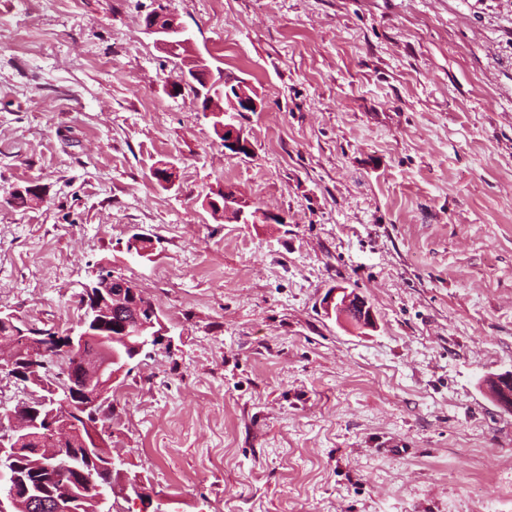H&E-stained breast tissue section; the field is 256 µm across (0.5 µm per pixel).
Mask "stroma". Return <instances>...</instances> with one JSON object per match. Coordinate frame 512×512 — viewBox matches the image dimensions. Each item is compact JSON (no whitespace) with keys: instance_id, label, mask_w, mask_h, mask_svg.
Masks as SVG:
<instances>
[{"instance_id":"obj_1","label":"stroma","mask_w":512,"mask_h":512,"mask_svg":"<svg viewBox=\"0 0 512 512\" xmlns=\"http://www.w3.org/2000/svg\"><path fill=\"white\" fill-rule=\"evenodd\" d=\"M160 7L264 98L252 157ZM227 185L285 223L214 219ZM103 263L169 329L109 395L165 512H512V0H0V309L66 333ZM145 30L154 37L156 47L164 52L171 53V48L178 44L181 53L178 58L182 61L179 74V83L193 85L199 93L201 112H205L211 119L212 126L216 123L220 139L224 140V150L233 155H242V151H251L253 143L245 125L238 116L245 112H260L264 107V99L248 83L238 80L235 77H224L222 70L216 66V81L224 78L223 84L214 89L224 91L223 96L218 100L212 92L206 93L212 83L214 68L209 61L195 48L194 39L188 32L185 25L179 18L164 10L155 11L145 18ZM203 85V87L201 86ZM205 100V109L202 101ZM214 127V132L219 136ZM224 135V136H223ZM342 293V297L339 302L335 304L336 295ZM364 302V303H363ZM326 310L331 315L332 310L336 312L337 318L342 320H350L358 324L361 327L368 328L373 327L375 324L374 314L371 307L367 308V302L360 296L353 293H349L346 288L338 287L334 290L331 295L326 299ZM354 307L361 309V316L357 315V319H353L350 315L351 311H354Z\"/></svg>"}]
</instances>
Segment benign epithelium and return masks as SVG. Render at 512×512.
I'll use <instances>...</instances> for the list:
<instances>
[{"label": "benign epithelium", "instance_id": "1", "mask_svg": "<svg viewBox=\"0 0 512 512\" xmlns=\"http://www.w3.org/2000/svg\"><path fill=\"white\" fill-rule=\"evenodd\" d=\"M145 30L154 37L156 47L171 53L179 45L182 61L179 82L190 84L205 101L207 117L216 123L224 145L233 155L251 151L253 143L239 115L245 112H260L264 99L248 83L235 77L224 78V99L206 92L212 83L214 68L195 48L194 39L179 18L164 10L155 11L145 18ZM224 220L236 224H281L284 217L261 210L254 212L253 204L241 193L224 188V209L218 210ZM130 253L139 258H149L153 244L149 237L137 234L129 238ZM144 294L133 281L112 273V268L103 265L93 280L83 286L82 309L84 313L67 332V349L82 356L80 371L66 373L62 384L46 381L44 362L40 355L49 352L47 332L30 326L13 313L0 309V320L13 326V334L0 336V357L24 368L15 373L18 380L32 386L31 399L21 401L17 408L8 412L9 426L0 431V459L11 458L17 451L21 438L46 436L47 447L38 449V454L56 459L73 453V441L79 440L85 456L93 460L105 459L112 471L121 472L103 434L100 432V409L108 400L112 383L130 362L147 347L155 346L164 339L167 327L156 307L142 302ZM361 309V315L352 319L350 312ZM327 313H336L339 320H354L361 327L375 324L372 309L364 299L338 287L326 299ZM97 341L96 349H86ZM126 346L127 355L118 358L112 351V342ZM512 375L503 373L492 378L495 401L512 411V390L500 385L511 380ZM0 483L9 486V492L0 498V512H39L41 507L39 489L20 485L17 475L10 468L0 470ZM134 493L140 499L142 512H149L154 498L142 491L140 484L130 485L123 481L118 485L98 486L91 496L73 492L52 501V512H112L106 504L116 496Z\"/></svg>", "mask_w": 512, "mask_h": 512}]
</instances>
